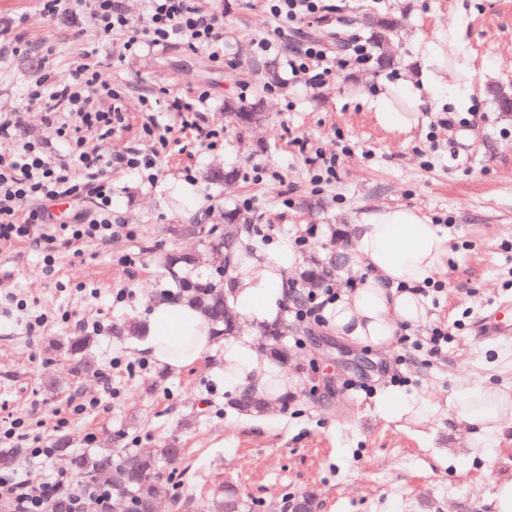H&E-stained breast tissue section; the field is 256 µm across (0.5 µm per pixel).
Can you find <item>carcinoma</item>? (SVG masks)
Wrapping results in <instances>:
<instances>
[{"mask_svg":"<svg viewBox=\"0 0 512 512\" xmlns=\"http://www.w3.org/2000/svg\"><path fill=\"white\" fill-rule=\"evenodd\" d=\"M361 25L367 34L379 70H388L395 65L391 52L393 32L396 20L386 12H368L361 18ZM263 86L268 88L282 82L278 63L267 61L262 66ZM491 96L499 111L512 112V92L501 87H493ZM224 112L242 131L254 132L265 124L267 116L261 108V100L245 105L234 99L224 101ZM251 223L249 217L239 209L224 211V224L221 227L208 224H181L173 232L183 236H199L209 250L232 252L238 247V240L243 225ZM204 263L202 253H174L163 259V267L172 272L177 268H194ZM336 265L312 262L305 270L301 279L303 287L313 289L322 285L324 280L333 274ZM212 325L213 335L228 336L236 331V321L226 316L224 291L217 287L205 286L188 298ZM288 326L278 323L262 327L265 346L271 356L280 362L287 357L281 348L282 336ZM236 406L242 412L261 414L267 406L253 393L239 396ZM179 455V449L167 444L152 452L143 453L137 450L114 453L110 450L83 453L71 458L72 466L81 474L90 478L91 482L102 491L107 500L105 510H100L97 501L88 503L86 512H153L156 493V480L163 464H172ZM179 512H247L246 501L235 490L225 489L202 505L189 500L176 501Z\"/></svg>","mask_w":512,"mask_h":512,"instance_id":"carcinoma-1","label":"carcinoma"}]
</instances>
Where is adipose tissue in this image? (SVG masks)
<instances>
[{
  "label": "adipose tissue",
  "mask_w": 512,
  "mask_h": 512,
  "mask_svg": "<svg viewBox=\"0 0 512 512\" xmlns=\"http://www.w3.org/2000/svg\"><path fill=\"white\" fill-rule=\"evenodd\" d=\"M351 240L342 255L363 281L354 292L327 305L328 324L337 335L363 345L390 347L401 327L424 323L427 310L421 289L448 263V233L427 223L417 209L394 205L378 208L353 225ZM296 260L295 253L282 250L231 271L226 293L233 314L256 323L276 321L285 300L282 272ZM217 347L224 351L226 385L265 389L271 403L287 390V374L251 337L216 340L206 318L188 301L153 302L138 340L139 350L177 370L197 364ZM447 407L474 433L489 436L512 415V396L478 386L464 389L446 406L388 397L380 411L425 425Z\"/></svg>",
  "instance_id": "adipose-tissue-1"
}]
</instances>
